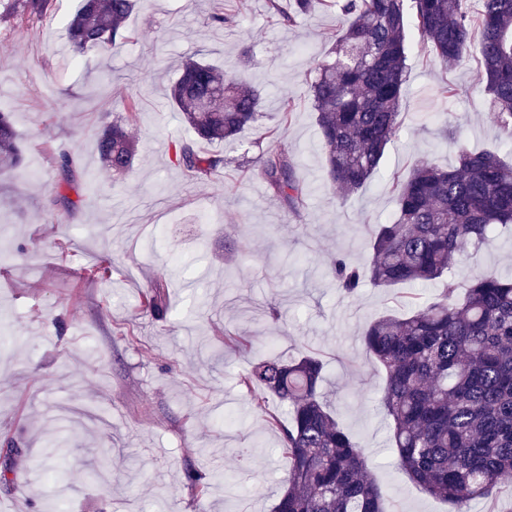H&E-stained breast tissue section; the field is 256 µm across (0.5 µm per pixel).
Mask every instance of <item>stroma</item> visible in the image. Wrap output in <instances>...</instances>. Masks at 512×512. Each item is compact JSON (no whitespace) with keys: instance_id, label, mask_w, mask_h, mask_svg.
<instances>
[{"instance_id":"stroma-1","label":"stroma","mask_w":512,"mask_h":512,"mask_svg":"<svg viewBox=\"0 0 512 512\" xmlns=\"http://www.w3.org/2000/svg\"><path fill=\"white\" fill-rule=\"evenodd\" d=\"M10 5L0 0V110L25 157L0 175V314L13 336L0 352V512L59 504L66 512H273L284 477L278 437L238 377L269 354L304 347L323 358V396L362 448L387 512H450L395 465L379 403L385 374L362 346L367 325L408 310L415 289L367 286L346 296L329 269L340 254L367 261L374 225L395 213L393 174L425 159L452 165L461 144L502 147L476 83L477 56L446 68L412 43L402 130L381 174L343 197L325 176L310 93L316 65L336 44L335 11L290 23L267 0H224L217 25L215 0H141L126 40L77 54L66 25L79 0H53L45 15L23 21ZM189 56L263 98L261 117L235 142L201 143L226 161L209 182L189 178L174 158L175 144L194 138L167 98ZM446 85L455 96L443 94ZM443 113L453 138L442 135ZM115 120L137 147L125 174L97 151L103 124ZM276 127L309 190L294 211L258 175ZM63 154L69 188L60 185ZM91 264L105 275L86 279ZM483 270L512 275V224L497 228L477 259H463L456 279L464 287ZM151 287L163 315L140 305ZM272 308L280 320L268 318ZM129 325L134 335H123ZM52 438L62 447L48 470ZM243 448L254 451L245 468ZM190 470H219L232 482L203 498Z\"/></svg>"}]
</instances>
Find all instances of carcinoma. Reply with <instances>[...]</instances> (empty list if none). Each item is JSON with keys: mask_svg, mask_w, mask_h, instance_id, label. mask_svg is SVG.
Masks as SVG:
<instances>
[{"mask_svg": "<svg viewBox=\"0 0 512 512\" xmlns=\"http://www.w3.org/2000/svg\"><path fill=\"white\" fill-rule=\"evenodd\" d=\"M15 17L46 11L52 0H14ZM336 8L345 22L334 58L318 64L310 91L317 112L326 176L353 194L378 172L387 145L401 130L407 51L413 37L445 66L469 53L481 63L478 81L489 96L490 119L512 143V0H293L288 21L315 4ZM138 0H82L67 24L76 53L126 38ZM197 140L175 148L177 165L208 181L224 160L203 154L197 141L230 142L262 114L261 93L235 83L213 65L190 60L170 89ZM102 161L128 171L135 145L112 122L98 138ZM23 161L20 137L0 112V173ZM268 192L290 210L305 196L288 151L276 146L259 159ZM396 211L376 225L369 265L334 259L336 288L352 296L365 285L436 283L439 291L404 314H383L362 337L365 352L385 371L381 403L391 422L395 463L431 496L469 512L470 503L502 493L512 475V278L486 272L457 297L456 262L477 255L499 225L512 224V165L497 151L457 147L455 165L422 162L394 177ZM324 364L304 353L271 355L242 374L289 407L279 430L286 477L274 512H386L359 444L336 422L319 392Z\"/></svg>", "mask_w": 512, "mask_h": 512, "instance_id": "carcinoma-1", "label": "carcinoma"}]
</instances>
